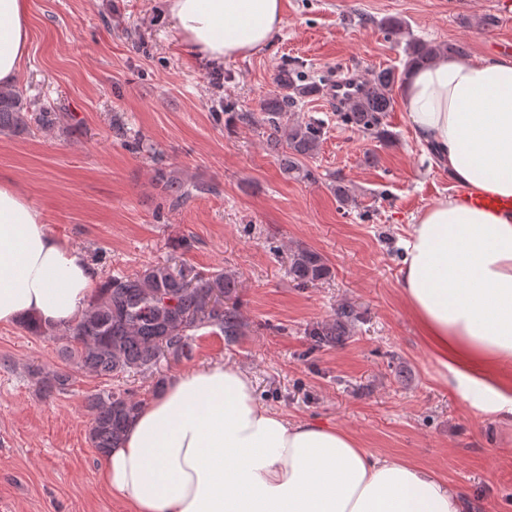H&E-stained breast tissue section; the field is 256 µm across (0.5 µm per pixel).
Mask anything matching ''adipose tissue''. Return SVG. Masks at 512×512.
<instances>
[{
    "label": "adipose tissue",
    "instance_id": "obj_1",
    "mask_svg": "<svg viewBox=\"0 0 512 512\" xmlns=\"http://www.w3.org/2000/svg\"><path fill=\"white\" fill-rule=\"evenodd\" d=\"M198 54L263 49L282 0H167ZM27 0H0V87L29 54ZM402 105L414 137L469 192L512 199V56L441 55L413 69ZM401 293L421 336L470 406L512 426V212L438 200L401 239ZM97 283L85 254L0 183V324L54 327L81 314ZM132 512H471L426 469L363 448L347 431L260 404L231 364L171 377L142 406L98 472Z\"/></svg>",
    "mask_w": 512,
    "mask_h": 512
}]
</instances>
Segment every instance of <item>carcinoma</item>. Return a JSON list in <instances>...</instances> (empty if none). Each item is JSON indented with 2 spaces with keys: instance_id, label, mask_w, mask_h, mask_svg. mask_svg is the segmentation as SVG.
Segmentation results:
<instances>
[{
  "instance_id": "obj_1",
  "label": "carcinoma",
  "mask_w": 512,
  "mask_h": 512,
  "mask_svg": "<svg viewBox=\"0 0 512 512\" xmlns=\"http://www.w3.org/2000/svg\"><path fill=\"white\" fill-rule=\"evenodd\" d=\"M464 54L453 43L428 44L410 41L405 48L403 69H382L357 84V97L346 104L348 122L357 130L382 138V115L393 109V90L404 83L415 66L425 65L441 54ZM278 91L262 106V123L268 150L290 177H313L301 159L319 148L322 128L316 121L292 118L302 99L318 90L302 83L293 69H283L276 77ZM50 112H32L22 93L0 89V134L15 133L35 121H51ZM170 207H179L209 187L190 184L177 176L163 183ZM330 274L325 258L308 248H298L290 256L288 275L307 286ZM235 278L221 270L188 279L166 264L151 265L133 275L110 276L89 301L81 316L64 329V352L80 368L111 378L129 372L157 369L161 360L178 363L194 350L193 332L216 326L231 341L242 333L236 305H228L235 294ZM359 319L348 304L338 309L336 319L320 324L311 335L322 344L333 343ZM50 394L69 384V375L54 373L40 380ZM142 402L126 391L109 388L91 395L90 437L96 450L105 454L117 447L127 426L138 414Z\"/></svg>"
}]
</instances>
